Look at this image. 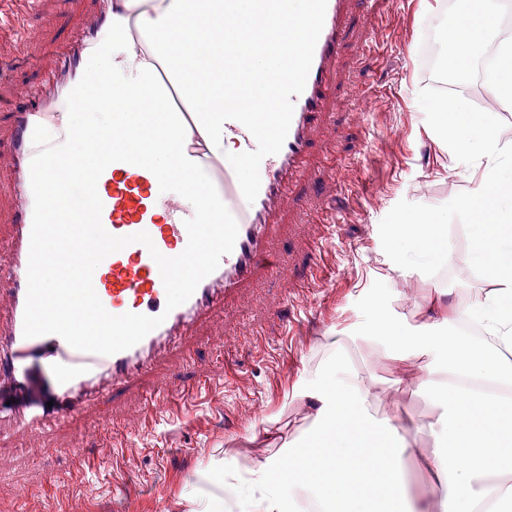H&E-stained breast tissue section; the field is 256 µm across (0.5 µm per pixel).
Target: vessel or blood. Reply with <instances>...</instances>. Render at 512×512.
Masks as SVG:
<instances>
[{"mask_svg":"<svg viewBox=\"0 0 512 512\" xmlns=\"http://www.w3.org/2000/svg\"><path fill=\"white\" fill-rule=\"evenodd\" d=\"M311 23L299 45L290 50L288 68L275 80L276 109L267 113L272 137H265L255 113L236 109L224 115V139L252 169L243 180L237 166L213 150L198 127L196 113H182L186 128L184 153L199 164L235 217L239 233L231 253L204 278L190 299L166 311V292L156 262L139 243L108 255L96 268L94 289L106 310L163 316V323L130 349L103 356L73 349L62 337L23 335L27 268L34 198L30 164L37 152L36 125L47 127L55 142L66 138L62 117L75 101L78 83L95 70V59L112 39V0H101L90 17L87 34L67 56L45 59L57 80L45 93L22 94L9 156L17 169L18 224L7 240L9 309H0V414L14 429L30 431L56 426L89 407L93 390L138 391L141 381L174 358H185L197 330L213 313L234 303L256 280L277 279L285 269L275 254L283 206L292 199L312 149L316 130L337 99L336 62L354 36L351 0H311ZM103 203L101 220L115 236L147 232L165 256L179 255L188 234L184 222L192 210L161 192L149 170L124 162L110 164L97 183ZM322 246L309 248V277L296 289L322 279Z\"/></svg>","mask_w":512,"mask_h":512,"instance_id":"obj_1","label":"vessel or blood"}]
</instances>
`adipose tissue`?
I'll list each match as a JSON object with an SVG mask.
<instances>
[{
    "label": "adipose tissue",
    "instance_id": "adipose-tissue-1",
    "mask_svg": "<svg viewBox=\"0 0 512 512\" xmlns=\"http://www.w3.org/2000/svg\"><path fill=\"white\" fill-rule=\"evenodd\" d=\"M257 6V0H154L139 15L152 45L148 58L114 30L111 46L96 60L111 87L85 84L64 115L76 132L71 153L84 155V132H117L160 177L175 171L170 104L151 88L160 62L187 110L198 113L211 145L234 155L224 141V112L233 104L224 90L226 55L245 61L234 76L242 94L258 111H271L270 79L311 19L310 0H284L270 17L259 15ZM458 10L465 23L449 33L453 46L470 50L493 38L494 18L484 0H459ZM429 110L458 144V164L482 171L450 204L474 223L470 260L484 287L463 298L434 285L413 322L369 302L359 338L396 364L393 385L377 388L353 367L339 337H326L325 355L289 398L305 411L300 442L260 458L244 482L219 464L197 472L185 499L188 512H290L299 501L310 512H512V152L493 131L490 115L473 119L466 102ZM447 221L444 215L426 224L401 219L390 294L409 298L414 278L452 262ZM407 386L424 390L442 408L424 448L402 414ZM407 458L428 484L414 503L401 478Z\"/></svg>",
    "mask_w": 512,
    "mask_h": 512
}]
</instances>
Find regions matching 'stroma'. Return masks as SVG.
Wrapping results in <instances>:
<instances>
[{
  "mask_svg": "<svg viewBox=\"0 0 512 512\" xmlns=\"http://www.w3.org/2000/svg\"><path fill=\"white\" fill-rule=\"evenodd\" d=\"M450 14L448 0H396L394 17L379 28L360 27L346 49L339 75V102L319 132L312 159L317 179L302 183L301 202L289 205L276 251L286 268L279 280L256 281L236 305L217 311L198 331L196 361L158 373L175 405L150 432L138 423L147 407L129 394L102 399L85 419L50 431L12 432L0 423V512H178L188 496L189 476L233 451L247 470L302 427L286 406L298 378L313 364L325 336L357 326L368 296L384 291L391 273L390 247L399 216H423L448 206V190L465 192L472 169L457 166L426 111L451 97L478 112L488 95L489 67L481 57L458 62L446 55L440 69L428 66L424 45ZM86 33L84 20L59 22L58 0H41L25 37L0 26V60L12 68L0 79V142L8 136L7 114L16 88L47 87L43 60L66 54ZM338 204L340 225L328 241L327 276L310 296L291 290L304 269L305 253L319 214ZM472 223L467 213L448 224V247L456 259L436 272L449 288H478L482 281L468 260ZM262 323L264 344L249 337ZM130 426L120 444L132 448L130 463L109 455L84 483L66 477L72 447L101 448L109 416ZM259 416L278 417L275 438L251 442Z\"/></svg>",
  "mask_w": 512,
  "mask_h": 512,
  "instance_id": "35a3bbf8",
  "label": "stroma"
}]
</instances>
